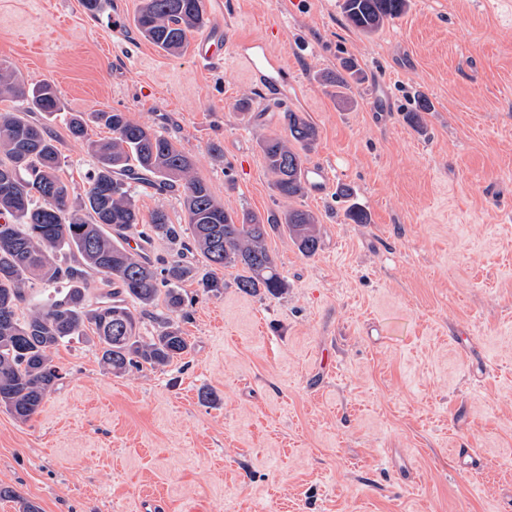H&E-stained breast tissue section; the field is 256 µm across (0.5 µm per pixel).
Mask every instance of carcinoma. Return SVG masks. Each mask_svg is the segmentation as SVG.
Instances as JSON below:
<instances>
[{
	"instance_id": "1",
	"label": "carcinoma",
	"mask_w": 512,
	"mask_h": 512,
	"mask_svg": "<svg viewBox=\"0 0 512 512\" xmlns=\"http://www.w3.org/2000/svg\"><path fill=\"white\" fill-rule=\"evenodd\" d=\"M339 7L349 26L374 34L401 16L408 0H340ZM206 22L203 0H141L134 18L136 31L171 55L181 54L188 36ZM361 75L357 63L343 57L321 80L347 89ZM2 97L13 99L15 108L0 112V408L19 421L31 419L63 379L54 363L60 346L91 333L102 365L115 376L132 368L164 369L192 349L176 321L187 316L185 281L194 279L203 294L216 296L224 288L216 270L240 266L246 272L237 281L243 292L278 296L287 281L267 248L269 231L284 226L307 256L320 247L312 211L290 207L263 216L227 210L176 142L119 110L92 113V122L112 132L107 140L92 139L83 113L68 120L70 137L96 159L85 197L72 205L57 141L45 124L32 120L34 113L56 117L57 90L49 82L29 86L0 65ZM281 121L283 132L259 145L275 192L290 201L307 193L305 160L318 130L291 109ZM144 175L161 192L182 189L185 223H172L161 208L147 220L141 216L133 191ZM157 241L195 252L208 269L200 272L182 261L157 265ZM90 271L100 275L93 300ZM36 280L62 287L25 312L22 305ZM160 303L165 312L156 317L155 334L141 335L138 312Z\"/></svg>"
}]
</instances>
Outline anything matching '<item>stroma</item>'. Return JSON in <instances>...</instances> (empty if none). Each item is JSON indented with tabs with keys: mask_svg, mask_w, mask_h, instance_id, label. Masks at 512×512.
Returning <instances> with one entry per match:
<instances>
[{
	"mask_svg": "<svg viewBox=\"0 0 512 512\" xmlns=\"http://www.w3.org/2000/svg\"><path fill=\"white\" fill-rule=\"evenodd\" d=\"M140 2L0 0V63L66 111L157 127L233 211L287 209L259 141L305 113L331 179L296 205L321 247L271 232L278 297L241 291L238 266L217 297L184 282L193 348L165 370L59 347L39 411L0 409V486L42 512H512V0H409L372 35L338 0H204L233 38L211 66L140 36ZM255 38L288 61L280 90L234 55ZM344 57L362 71L346 106L320 81ZM49 128L80 200L95 161L64 117Z\"/></svg>",
	"mask_w": 512,
	"mask_h": 512,
	"instance_id": "obj_1",
	"label": "stroma"
}]
</instances>
